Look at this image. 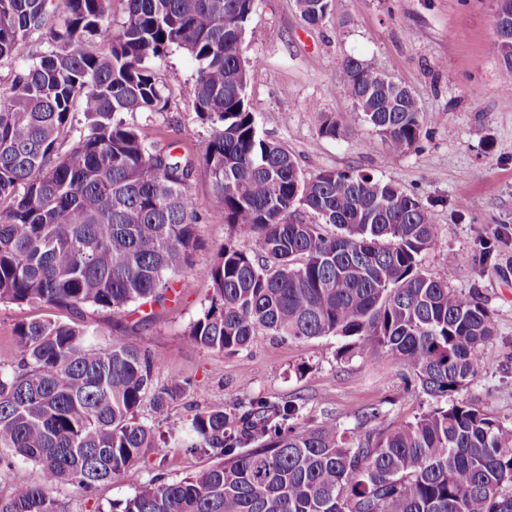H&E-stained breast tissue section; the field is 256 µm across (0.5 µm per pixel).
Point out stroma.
<instances>
[{"label": "stroma", "mask_w": 512, "mask_h": 512, "mask_svg": "<svg viewBox=\"0 0 512 512\" xmlns=\"http://www.w3.org/2000/svg\"><path fill=\"white\" fill-rule=\"evenodd\" d=\"M329 19L309 27L296 0H258L247 22L246 56L258 58L250 72L247 98L260 134L281 144L306 175L325 169L367 172L432 203L436 243L423 253L426 274L448 277L450 288L478 291L492 317L495 334L482 356L487 368L460 392L461 400L503 423H512V92L499 78L501 63L489 51L495 35L496 0H329ZM371 63L380 73L410 86L424 116L419 142L394 154L376 130L355 112L338 82L347 57ZM195 61L175 53L160 69L168 104L158 114L131 115L142 135L159 146L201 154L208 132L198 124L190 101ZM336 114L346 132L320 136L323 116ZM191 191L203 222L196 266L211 265L221 246L233 240L224 213L211 200L204 168H196ZM179 298L150 321L125 317L131 340L146 349L155 381L179 374L188 386L158 414L144 403L138 418L164 431L166 418H189L201 409H229L237 401L260 398L300 404L298 425L312 426L333 415L341 428L361 435V420L373 406L382 413L373 425L395 428L432 405L393 361L373 362L343 353L333 336L288 340L254 337L242 351H209L191 344L186 332L210 302L208 283L181 278ZM36 319L72 321L64 309L39 304H0V368L15 365L12 331ZM211 453L161 446L142 467L144 478L161 473L178 479L212 465ZM116 480L93 495L72 486L56 496L67 512H105L109 502L132 495Z\"/></svg>", "instance_id": "1"}]
</instances>
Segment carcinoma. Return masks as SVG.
Segmentation results:
<instances>
[{
    "instance_id": "cac0c4a2",
    "label": "carcinoma",
    "mask_w": 512,
    "mask_h": 512,
    "mask_svg": "<svg viewBox=\"0 0 512 512\" xmlns=\"http://www.w3.org/2000/svg\"><path fill=\"white\" fill-rule=\"evenodd\" d=\"M125 2L116 27L109 0H0V63L23 62L0 92V303L79 316L91 307L119 321L134 306L151 318L190 271L212 286L186 333L194 345L236 352L261 332L336 336L345 353L406 367L439 406L354 439L329 417L288 426L300 413L292 401L253 399L170 420L158 435L138 412L147 399L164 412L184 380L156 387L126 330L105 338L83 321L21 323L17 369H0V448L37 477L0 496V512H66L56 487L91 492L115 479L135 492L107 512H512V424L463 400L440 405L482 374L494 324L477 293L421 271L435 243L428 205L369 173L308 177L260 135L246 96L257 60L242 62L256 0ZM296 2L308 25L328 19L329 0ZM33 32L48 43L37 56ZM179 49L197 64L192 105L210 131L196 160L122 118L165 110L159 67ZM489 50L512 89V41L497 34ZM338 81L387 150L416 145L424 117L412 91L394 93L356 57ZM342 134L325 115L319 135ZM197 163L224 223L255 251L229 242L214 264L193 266ZM160 439L218 460L144 481L141 462Z\"/></svg>"
}]
</instances>
